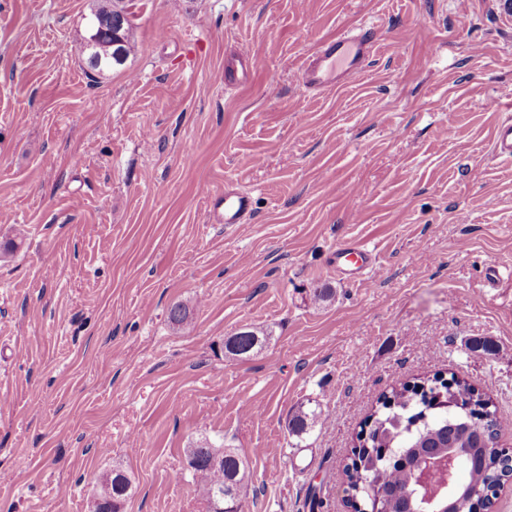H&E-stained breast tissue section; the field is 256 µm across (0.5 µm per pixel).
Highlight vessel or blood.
<instances>
[{
	"instance_id": "1",
	"label": "vessel or blood",
	"mask_w": 512,
	"mask_h": 512,
	"mask_svg": "<svg viewBox=\"0 0 512 512\" xmlns=\"http://www.w3.org/2000/svg\"><path fill=\"white\" fill-rule=\"evenodd\" d=\"M373 48L370 29L357 33H342L322 41L301 70L303 85L323 91L340 83L348 76L360 73L368 63ZM493 151L501 159L512 161V121L500 124L494 134ZM210 221L214 224H245L253 217L250 192L228 190L209 201ZM371 253L357 244L338 246L332 265L337 273L355 275L370 269Z\"/></svg>"
}]
</instances>
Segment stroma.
Listing matches in <instances>:
<instances>
[{"instance_id": "obj_1", "label": "stroma", "mask_w": 512, "mask_h": 512, "mask_svg": "<svg viewBox=\"0 0 512 512\" xmlns=\"http://www.w3.org/2000/svg\"><path fill=\"white\" fill-rule=\"evenodd\" d=\"M136 53L89 78L90 0H0V512H207L184 448L246 463L242 512H346L377 397L474 381L512 448V115L505 0H132ZM371 24L320 93L319 43ZM244 49L258 66L225 83ZM498 99L500 111L488 109ZM249 191L247 224L208 198ZM372 270L340 278L341 244ZM318 288L330 298L316 301ZM180 302L188 324L170 323ZM269 331L250 355L224 340ZM488 338L496 352H472ZM328 422L288 433L299 408ZM372 48L370 28L325 39L301 69L302 84L316 91L335 86L348 76L364 70L371 58ZM494 154L507 161H512V121L500 124L493 138ZM131 491L132 481L129 475L123 469L116 467L103 476L97 501L112 502V512H122L124 503Z\"/></svg>"}]
</instances>
